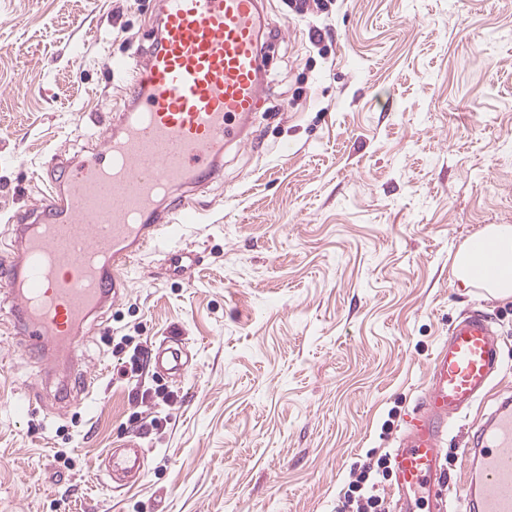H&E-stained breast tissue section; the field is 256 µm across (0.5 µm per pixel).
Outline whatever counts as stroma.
I'll return each mask as SVG.
<instances>
[{
  "instance_id": "35a3bbf8",
  "label": "stroma",
  "mask_w": 512,
  "mask_h": 512,
  "mask_svg": "<svg viewBox=\"0 0 512 512\" xmlns=\"http://www.w3.org/2000/svg\"><path fill=\"white\" fill-rule=\"evenodd\" d=\"M263 6L250 140L173 240L198 253L193 274L145 253L49 378L0 328V512H337L351 470L393 451L451 323L478 309L505 370L448 438L460 512L471 425L512 396V302L453 274L470 237L512 225V0ZM156 9L0 0V263L49 169L90 149L77 113L123 105L132 76L108 61L145 44ZM121 336L179 340L186 374L125 380ZM125 439L146 448L145 476L116 489L98 465Z\"/></svg>"
}]
</instances>
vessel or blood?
I'll return each mask as SVG.
<instances>
[{"label":"vessel or blood","mask_w":512,"mask_h":512,"mask_svg":"<svg viewBox=\"0 0 512 512\" xmlns=\"http://www.w3.org/2000/svg\"><path fill=\"white\" fill-rule=\"evenodd\" d=\"M264 27L261 0H159L148 49L113 59L112 70L133 69L134 78L109 136L51 179L36 222L17 225L15 257L0 279L27 351L75 347L79 326L120 300L127 269L159 245L163 230L197 223L187 198L166 210L160 201L172 187L195 192L220 177L225 149L244 144L265 67ZM197 261L176 246L165 254L174 277L190 274ZM151 363L162 378L187 371L177 342H161ZM500 369L487 314L466 313L437 346L428 385L398 437L394 512H414L426 501L446 512L442 448ZM145 455L141 443L129 441L110 449L100 469L126 486L139 480ZM466 461L459 487L465 512H512V401L478 423Z\"/></svg>","instance_id":"1"}]
</instances>
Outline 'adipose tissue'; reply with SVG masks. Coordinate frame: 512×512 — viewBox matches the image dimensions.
<instances>
[{"label":"adipose tissue","instance_id":"obj_1","mask_svg":"<svg viewBox=\"0 0 512 512\" xmlns=\"http://www.w3.org/2000/svg\"><path fill=\"white\" fill-rule=\"evenodd\" d=\"M453 274L464 287L481 285L494 298L512 299V225H490L478 244L462 245L453 260Z\"/></svg>","mask_w":512,"mask_h":512}]
</instances>
